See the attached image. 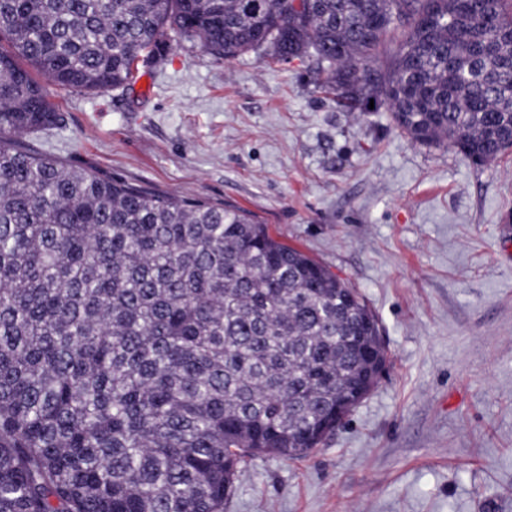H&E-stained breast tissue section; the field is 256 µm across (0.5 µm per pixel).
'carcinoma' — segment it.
I'll return each instance as SVG.
<instances>
[{
    "label": "carcinoma",
    "instance_id": "carcinoma-1",
    "mask_svg": "<svg viewBox=\"0 0 512 512\" xmlns=\"http://www.w3.org/2000/svg\"><path fill=\"white\" fill-rule=\"evenodd\" d=\"M295 2L0 0V512H224L249 459L321 445L387 361L363 296L244 211L26 148L59 121L32 72L102 94L177 39L263 48L413 141L512 150V0ZM404 27L394 26L387 32L384 39V49L378 55L375 66L383 73L386 72L391 64L392 56L402 39Z\"/></svg>",
    "mask_w": 512,
    "mask_h": 512
}]
</instances>
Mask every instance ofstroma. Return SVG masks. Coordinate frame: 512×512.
Listing matches in <instances>:
<instances>
[{
    "instance_id": "1",
    "label": "stroma",
    "mask_w": 512,
    "mask_h": 512,
    "mask_svg": "<svg viewBox=\"0 0 512 512\" xmlns=\"http://www.w3.org/2000/svg\"><path fill=\"white\" fill-rule=\"evenodd\" d=\"M312 59L183 40L126 90L45 84L24 144L105 179L232 204L348 280L389 365L306 456L250 461L224 512H512V153L476 164L357 118Z\"/></svg>"
}]
</instances>
